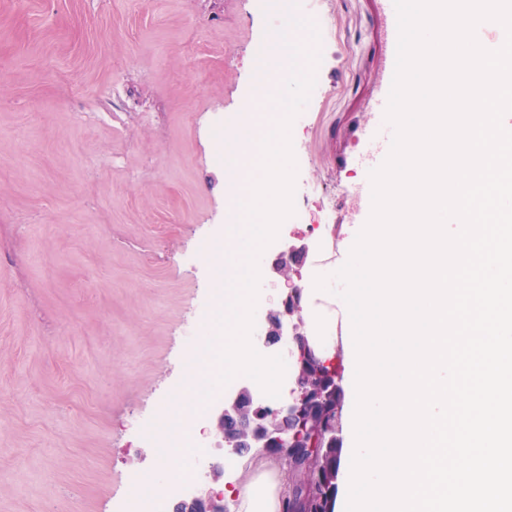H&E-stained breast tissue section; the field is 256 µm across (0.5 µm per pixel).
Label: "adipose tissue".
<instances>
[{"mask_svg": "<svg viewBox=\"0 0 512 512\" xmlns=\"http://www.w3.org/2000/svg\"><path fill=\"white\" fill-rule=\"evenodd\" d=\"M254 472L233 486L215 484V492L223 494L231 512H282L289 490L288 473L271 457L257 454Z\"/></svg>", "mask_w": 512, "mask_h": 512, "instance_id": "obj_1", "label": "adipose tissue"}]
</instances>
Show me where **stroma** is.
Returning <instances> with one entry per match:
<instances>
[{
    "instance_id": "obj_1",
    "label": "stroma",
    "mask_w": 512,
    "mask_h": 512,
    "mask_svg": "<svg viewBox=\"0 0 512 512\" xmlns=\"http://www.w3.org/2000/svg\"><path fill=\"white\" fill-rule=\"evenodd\" d=\"M328 33L291 133L296 224L348 259L367 109L387 44L377 0H298ZM262 0H0V512H121L159 471L134 429L183 379L213 302L200 246L230 199L218 130L251 94Z\"/></svg>"
}]
</instances>
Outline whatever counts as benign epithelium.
Wrapping results in <instances>:
<instances>
[{
  "instance_id": "benign-epithelium-1",
  "label": "benign epithelium",
  "mask_w": 512,
  "mask_h": 512,
  "mask_svg": "<svg viewBox=\"0 0 512 512\" xmlns=\"http://www.w3.org/2000/svg\"><path fill=\"white\" fill-rule=\"evenodd\" d=\"M304 244H291L279 251L271 263L272 277L287 285L281 301L262 312L263 324L259 333L252 337L256 349L266 353L285 356L297 369L295 388L286 401L269 403L261 391L250 385H238L224 390L223 398L216 403L205 423L214 427L215 437L221 439L230 452L248 445L252 448H293V436L289 427L296 425L308 430L306 412L309 404L324 395V389L316 386L304 374L300 363L307 358L314 362L323 356L312 347L308 340H300L304 320L301 307V287L292 278V266L297 259L307 256ZM236 419L240 423L239 432L230 434L224 429V422ZM181 504L196 512H214L219 508L218 500L200 485L192 492L183 495Z\"/></svg>"
}]
</instances>
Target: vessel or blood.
Returning <instances> with one entry per match:
<instances>
[{
	"label": "vessel or blood",
	"mask_w": 512,
	"mask_h": 512,
	"mask_svg": "<svg viewBox=\"0 0 512 512\" xmlns=\"http://www.w3.org/2000/svg\"><path fill=\"white\" fill-rule=\"evenodd\" d=\"M378 3L386 23L388 53L380 77L378 93L370 103V110L377 116L378 123L374 136L365 145L366 161L364 167L368 170L378 167L385 160L390 151L394 134L392 126L386 122L384 115L396 67L397 13L393 0H378Z\"/></svg>",
	"instance_id": "b4317fda"
}]
</instances>
